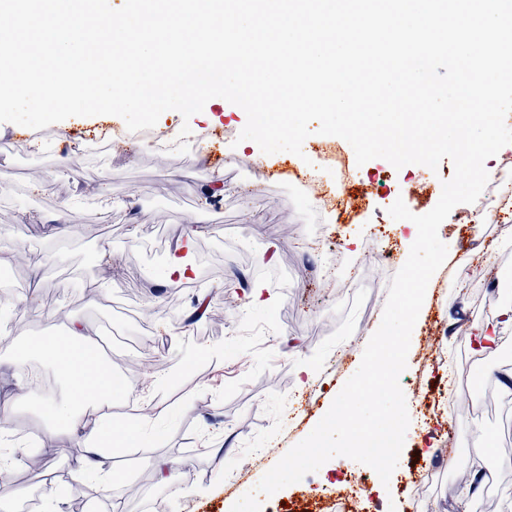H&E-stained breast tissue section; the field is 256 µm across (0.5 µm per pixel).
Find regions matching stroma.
Listing matches in <instances>:
<instances>
[{"instance_id":"stroma-1","label":"stroma","mask_w":512,"mask_h":512,"mask_svg":"<svg viewBox=\"0 0 512 512\" xmlns=\"http://www.w3.org/2000/svg\"><path fill=\"white\" fill-rule=\"evenodd\" d=\"M219 120H183L163 113L158 130L172 134L190 125L189 143L164 149L132 135L126 151L112 150L114 115L71 117L48 129L49 147L37 152L17 125L0 123V271L20 301V315H0V337L26 341L57 336L64 320L45 316L46 306L83 319L91 338L118 328L107 355L116 375L132 389L112 402L117 422L142 421L140 446L113 456L120 480L102 486L97 477L78 483L83 512H231L294 444L325 415L344 383L359 368L364 347L380 317L363 323L367 305L383 307L391 275L376 270L370 285L357 289L356 303L330 280L347 278L365 254L391 251L394 268L405 263L410 231L387 209L403 199L422 215L438 202L442 181L454 173L451 160L438 169L394 168L374 159L348 184L324 167L311 134L302 155L278 152L236 155L233 142L247 117L225 104ZM81 133L82 143L62 152L60 142ZM66 176H58V169ZM315 170L325 198L305 194L300 178ZM223 174L224 191L206 200L203 189ZM378 189L352 223L337 222L330 203L347 199L363 183ZM470 205L456 206L438 229L448 247L432 276L411 335L407 367L399 383L410 426L396 481L382 484L370 467L336 457L302 484L334 481L347 470L366 476L369 491L356 512H512V394L486 374L512 368V332L485 359L472 354L475 326L497 320L512 308V209L483 227L480 250L470 246L464 219ZM67 225V234L51 232ZM390 231L375 236L376 227ZM192 233L194 254L205 270L167 284L162 272L176 240ZM105 288L88 303V282ZM261 285L268 303L254 305L248 288ZM455 326L423 368L425 336L433 321ZM351 347L337 362L340 347ZM11 350L0 347V408L24 457L7 481L0 503L35 505L37 512H63L51 503L47 483L67 481L85 454L82 442L51 431L42 403L15 396L17 371L7 366ZM316 368L313 385L300 382L304 365ZM443 392L448 412L423 423L413 392L416 378ZM151 409H143V401ZM494 436V451L507 464L494 471L493 496L478 495L467 506L459 498L476 447L474 429ZM458 456L451 468L433 467L425 494L411 484L416 469L432 464L436 449ZM44 461L41 469L29 459Z\"/></svg>"}]
</instances>
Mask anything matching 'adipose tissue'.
Wrapping results in <instances>:
<instances>
[{
  "label": "adipose tissue",
  "mask_w": 512,
  "mask_h": 512,
  "mask_svg": "<svg viewBox=\"0 0 512 512\" xmlns=\"http://www.w3.org/2000/svg\"><path fill=\"white\" fill-rule=\"evenodd\" d=\"M29 355L49 363L67 385L66 403L52 406L47 417L54 429L78 436L84 442L86 455L78 474L92 473L102 484H109L113 471L108 467L106 447L126 448L141 441L138 427L129 423L118 428L110 425L112 399L128 396V389L104 380L82 320H71L64 335L25 342L21 354L12 358V365L22 368ZM90 409L96 410V418H87Z\"/></svg>",
  "instance_id": "ef3b65f1"
}]
</instances>
